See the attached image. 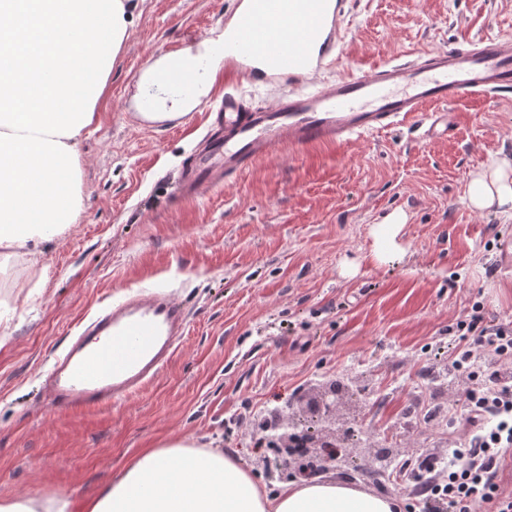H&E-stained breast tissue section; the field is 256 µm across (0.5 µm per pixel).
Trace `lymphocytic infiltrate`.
Listing matches in <instances>:
<instances>
[{"label":"lymphocytic infiltrate","mask_w":512,"mask_h":512,"mask_svg":"<svg viewBox=\"0 0 512 512\" xmlns=\"http://www.w3.org/2000/svg\"><path fill=\"white\" fill-rule=\"evenodd\" d=\"M467 341L456 361L469 363L475 350L489 349L496 362L491 381L465 391L468 427L475 433L457 464L444 474L431 471L421 502L424 512H512V494L501 488V466L512 451V327L485 323L481 314L457 323Z\"/></svg>","instance_id":"obj_1"}]
</instances>
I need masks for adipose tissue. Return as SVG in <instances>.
Instances as JSON below:
<instances>
[{
  "instance_id": "adipose-tissue-1",
  "label": "adipose tissue",
  "mask_w": 512,
  "mask_h": 512,
  "mask_svg": "<svg viewBox=\"0 0 512 512\" xmlns=\"http://www.w3.org/2000/svg\"><path fill=\"white\" fill-rule=\"evenodd\" d=\"M128 0H0V269L37 264L82 211L80 145L128 37ZM473 209L512 218V163L472 173ZM407 216L371 228L370 258L399 260ZM394 498L316 476L268 495L220 448L168 441L143 449L85 512H397Z\"/></svg>"
}]
</instances>
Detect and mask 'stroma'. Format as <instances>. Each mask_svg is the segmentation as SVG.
<instances>
[{
    "instance_id": "stroma-1",
    "label": "stroma",
    "mask_w": 512,
    "mask_h": 512,
    "mask_svg": "<svg viewBox=\"0 0 512 512\" xmlns=\"http://www.w3.org/2000/svg\"><path fill=\"white\" fill-rule=\"evenodd\" d=\"M133 23L81 145L83 210L39 266L0 276V499L67 495L74 512L147 444L180 438L237 454L268 493L257 424L303 390L349 376L339 414L358 446L402 459L461 447L465 382L448 369L463 345L450 329L482 305L512 323V271L499 265L512 223L473 211L471 173L512 161V99L448 105V138L405 125L336 148L277 147L236 182L171 203L173 180L224 94L209 77L197 107L151 124L144 103L175 92L143 83L169 50L200 54L224 33L233 0H132ZM338 63L367 72L463 38L512 39V0H351ZM405 211L402 261L379 266L370 230ZM173 291L187 329L168 364L118 404L52 412L40 384L77 327L107 302ZM434 402L441 425H405L407 404Z\"/></svg>"
}]
</instances>
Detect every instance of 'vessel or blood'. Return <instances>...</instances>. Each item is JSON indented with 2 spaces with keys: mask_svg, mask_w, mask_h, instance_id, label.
<instances>
[{
  "mask_svg": "<svg viewBox=\"0 0 512 512\" xmlns=\"http://www.w3.org/2000/svg\"><path fill=\"white\" fill-rule=\"evenodd\" d=\"M348 0H235L224 17V98L208 111V133L176 180L180 198L228 184L277 146H340L359 135L412 122L420 139L448 135L445 105L474 96L512 97V41H454L346 74L317 76L342 49ZM197 70L172 61L156 80L190 91ZM250 79L288 90L258 104L238 83ZM436 105V112L422 109ZM187 326L184 307L163 291L130 295L83 322L55 358L46 384L48 408L112 405L138 392L171 359Z\"/></svg>",
  "mask_w": 512,
  "mask_h": 512,
  "instance_id": "obj_1",
  "label": "vessel or blood"
}]
</instances>
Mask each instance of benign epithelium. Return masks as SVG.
<instances>
[{"instance_id": "benign-epithelium-1", "label": "benign epithelium", "mask_w": 512, "mask_h": 512, "mask_svg": "<svg viewBox=\"0 0 512 512\" xmlns=\"http://www.w3.org/2000/svg\"><path fill=\"white\" fill-rule=\"evenodd\" d=\"M342 390L343 386L334 382L323 387L314 397H300L299 403L303 404L305 411L324 422V428L316 434L297 425L282 433L277 417L263 424L264 431L273 432L277 445L274 457L263 458L269 472L278 473L283 481L308 480L329 469L344 466L350 457L366 454L363 448L349 447L351 431L340 424L336 415V408L343 397Z\"/></svg>"}]
</instances>
